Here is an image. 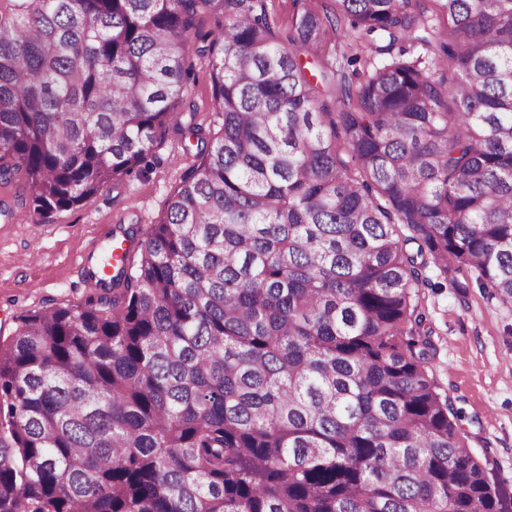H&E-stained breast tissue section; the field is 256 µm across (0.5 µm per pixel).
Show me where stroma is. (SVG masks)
I'll list each match as a JSON object with an SVG mask.
<instances>
[{
    "label": "stroma",
    "instance_id": "obj_1",
    "mask_svg": "<svg viewBox=\"0 0 512 512\" xmlns=\"http://www.w3.org/2000/svg\"><path fill=\"white\" fill-rule=\"evenodd\" d=\"M195 84L179 126L154 147L151 166L140 176L111 182L86 203L31 223L14 191L0 188V337L15 318L51 305L80 303L88 296L78 279L83 259L99 254L110 239L134 229L142 240L162 214L181 175L192 164L182 140L198 127L211 138L221 125L209 108L208 56L193 58ZM420 288L425 331L433 348L427 365L461 416L472 453L496 485L512 495V303L489 298L478 284L466 295L441 286L437 269Z\"/></svg>",
    "mask_w": 512,
    "mask_h": 512
}]
</instances>
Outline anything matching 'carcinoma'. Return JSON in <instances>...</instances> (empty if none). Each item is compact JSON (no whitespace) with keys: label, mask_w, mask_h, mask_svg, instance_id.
<instances>
[{"label":"carcinoma","mask_w":512,"mask_h":512,"mask_svg":"<svg viewBox=\"0 0 512 512\" xmlns=\"http://www.w3.org/2000/svg\"><path fill=\"white\" fill-rule=\"evenodd\" d=\"M200 14L220 133L136 256L0 339V512H512L418 301L431 265L512 299V0H0L33 223L146 170Z\"/></svg>","instance_id":"cac0c4a2"}]
</instances>
